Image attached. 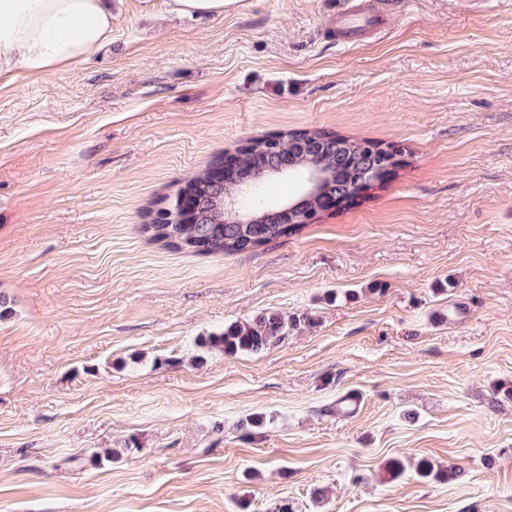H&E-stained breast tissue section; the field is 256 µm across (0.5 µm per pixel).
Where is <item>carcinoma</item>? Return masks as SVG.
Instances as JSON below:
<instances>
[{
    "instance_id": "1",
    "label": "carcinoma",
    "mask_w": 512,
    "mask_h": 512,
    "mask_svg": "<svg viewBox=\"0 0 512 512\" xmlns=\"http://www.w3.org/2000/svg\"><path fill=\"white\" fill-rule=\"evenodd\" d=\"M376 148L367 140H355L323 131L289 132L278 135L272 146L267 138L250 140V146L238 151L239 169L246 178L258 179L275 163L286 161L296 165L309 159L320 162L335 174L336 182L349 185L348 175L361 182L383 162L373 152ZM223 159H216L206 170L189 179L178 190L194 200V214L181 218L179 209H172L168 219L151 220L147 229L152 239L165 242L177 250L197 255L224 256L252 252L281 238L299 234L307 225L301 212L287 215L269 205L267 196L260 194L251 204L257 220L253 224L225 222L224 193L230 187L224 179L214 175ZM296 320L280 312H270L253 320L233 322L219 332L209 334L201 341L208 349H217L224 355L257 354L288 336Z\"/></svg>"
}]
</instances>
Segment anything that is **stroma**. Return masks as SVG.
Wrapping results in <instances>:
<instances>
[{
    "label": "stroma",
    "mask_w": 512,
    "mask_h": 512,
    "mask_svg": "<svg viewBox=\"0 0 512 512\" xmlns=\"http://www.w3.org/2000/svg\"><path fill=\"white\" fill-rule=\"evenodd\" d=\"M339 2L113 0L87 62L0 77V512H512V0H381L351 45ZM301 130L402 164L253 252L145 231ZM270 311L274 347L199 345ZM231 0H172L173 10L184 14L224 13V5Z\"/></svg>",
    "instance_id": "stroma-1"
}]
</instances>
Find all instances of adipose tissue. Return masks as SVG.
Here are the masks:
<instances>
[{
    "mask_svg": "<svg viewBox=\"0 0 512 512\" xmlns=\"http://www.w3.org/2000/svg\"><path fill=\"white\" fill-rule=\"evenodd\" d=\"M112 35V0H0V74L84 62Z\"/></svg>",
    "mask_w": 512,
    "mask_h": 512,
    "instance_id": "ef3b65f1",
    "label": "adipose tissue"
}]
</instances>
